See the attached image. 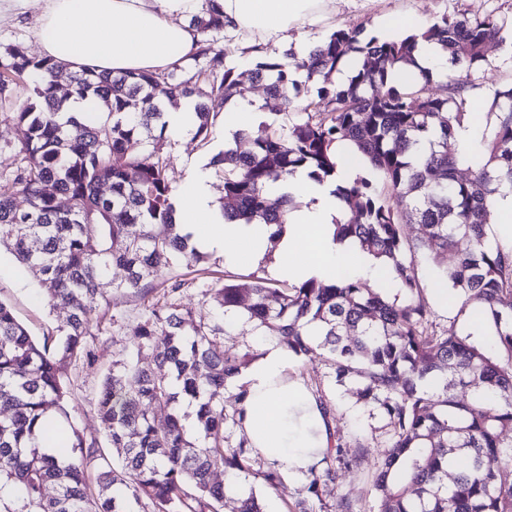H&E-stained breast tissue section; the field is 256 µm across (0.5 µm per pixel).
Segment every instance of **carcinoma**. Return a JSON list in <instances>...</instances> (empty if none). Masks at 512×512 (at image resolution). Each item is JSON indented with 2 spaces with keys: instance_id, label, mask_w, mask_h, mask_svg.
<instances>
[{
  "instance_id": "obj_1",
  "label": "carcinoma",
  "mask_w": 512,
  "mask_h": 512,
  "mask_svg": "<svg viewBox=\"0 0 512 512\" xmlns=\"http://www.w3.org/2000/svg\"><path fill=\"white\" fill-rule=\"evenodd\" d=\"M189 25L203 35L193 64L160 73L72 72L19 45L0 51V104H11L9 86L30 88L12 113L24 130L19 161L0 173V243L11 246L49 305L70 309L38 342L0 301V512H220L224 487L211 479L219 466L234 479L277 489L279 469L253 457L244 437L234 439L246 390L224 406V388L255 358L248 350L217 352L236 335L230 315L297 359L323 353L340 382L362 365L359 399L386 421V452L372 476L376 512H512L504 472L512 461V251L492 247L486 232L494 196L512 187V84L494 92L495 121L483 133L472 178H458L460 158L444 148L471 116L467 91L484 77L489 47L512 43V22L491 11L474 19L444 15L427 27L422 38L453 66L444 96L430 92V69L411 81L394 79L398 68L415 64V37H367L362 26L336 29L306 59L289 52L257 62L255 79L284 106L308 83L317 85L316 95L306 97L288 132L262 122L214 156L224 172V218L286 223L294 199L269 204L267 185L299 167L318 180L331 176L339 146L349 143L376 178L337 188L349 212L335 236L383 260L402 297L356 278L297 284L249 274L210 288L215 313L198 317L171 299L187 281H158L163 269L205 259L173 221L163 109L193 103L194 136L206 144L237 76L218 46L219 0H202ZM346 64L350 79L333 81ZM299 70L305 79L295 77ZM63 84L90 98L93 111L61 120ZM99 110L106 120L96 118ZM59 195L69 208L59 207ZM19 197L27 208L18 207ZM408 220L422 227L415 242L403 235ZM419 253L450 285L456 317L493 329L492 350L470 332L437 330L411 261ZM114 266L125 272L117 289L144 297L163 290L135 327L138 350H154V364L121 353L102 381L97 413L107 446L121 454L118 468L74 427L71 458L39 444L49 419H70L65 366L88 354L87 338L101 325L100 281ZM244 296L251 303L242 309ZM459 388L470 396L459 398ZM157 411L167 414L162 429ZM351 463L337 440L286 512H315L323 488ZM50 485L52 497L45 494ZM234 512L263 509L251 491Z\"/></svg>"
}]
</instances>
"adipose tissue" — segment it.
Instances as JSON below:
<instances>
[{"label":"adipose tissue","instance_id":"obj_1","mask_svg":"<svg viewBox=\"0 0 512 512\" xmlns=\"http://www.w3.org/2000/svg\"><path fill=\"white\" fill-rule=\"evenodd\" d=\"M331 2L220 0L224 34L233 47L260 56L318 26ZM199 7L200 0H46L39 18L41 50L75 70L158 73L195 51L199 35L187 19ZM354 176L342 159L335 176L324 181L300 168L270 185L269 198L287 194L301 202L278 228L224 219L207 175L198 171L177 190L175 221L198 250L223 254L228 264L258 265L271 253L270 271L280 279L331 283L357 275L372 282L380 264L354 241L334 238L335 224L346 213L336 188ZM292 362L277 341L266 340L236 383L247 391L241 431L254 456L301 480L335 440L320 400L291 376Z\"/></svg>","mask_w":512,"mask_h":512}]
</instances>
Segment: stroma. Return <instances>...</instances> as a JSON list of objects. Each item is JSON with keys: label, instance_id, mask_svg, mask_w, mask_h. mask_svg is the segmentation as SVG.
I'll use <instances>...</instances> for the list:
<instances>
[{"label": "stroma", "instance_id": "1", "mask_svg": "<svg viewBox=\"0 0 512 512\" xmlns=\"http://www.w3.org/2000/svg\"><path fill=\"white\" fill-rule=\"evenodd\" d=\"M43 10L38 0L14 8L0 15V50L11 45H21L29 56L39 54V17ZM512 17V0H337L321 26L305 32L308 40H322L338 28L364 26L367 34L388 35L385 21L398 16L423 19L433 23L445 15L480 17L488 11ZM492 68L486 72L479 88L472 92L471 104L480 106L482 124H489L493 117L488 108L494 91L500 85L512 82V48L494 47L489 51ZM228 67L238 76V97L254 96L263 102V113L275 114L276 123L287 127L299 118V107L283 108L280 101L270 98L265 86L253 75V61H247L236 51H228L225 57ZM224 122L216 120L212 136L207 144H199L187 136L179 141H167L164 152L169 160L168 177L171 185H179L193 171H206L213 190L214 202H221L224 196V174L210 165L211 157L224 148ZM209 275L196 274L184 267L170 269L173 277L188 280L189 285L180 296L181 305L200 309L206 288L223 283L225 278L240 274H255L266 278L270 272L267 265L225 264L223 256L210 254ZM124 276L121 269L111 268L101 281L105 297L103 312L119 311L125 320L116 333H103L95 337L90 348V357L73 362L67 369L70 391V414L72 423L86 438H97L101 428L96 414V403L104 374L112 365L118 351L137 348L133 328L142 315L146 302L142 295L133 291L120 292L115 288ZM0 300L10 304L17 318L35 338H43L57 325L63 323L68 309L50 308L44 292L32 274L26 273L14 260L6 246H0ZM307 388L321 386L322 390L336 401V429L344 443L354 445L356 438L368 440L370 448L366 455L353 461L350 468L340 470L336 483L324 487L322 499L327 505H334L337 498L352 499L360 512H373L374 492L372 475L385 451V427L379 414H372L360 404L353 393L354 380L337 383L334 369L323 356L317 355L295 360L291 370Z\"/></svg>", "mask_w": 512, "mask_h": 512}]
</instances>
